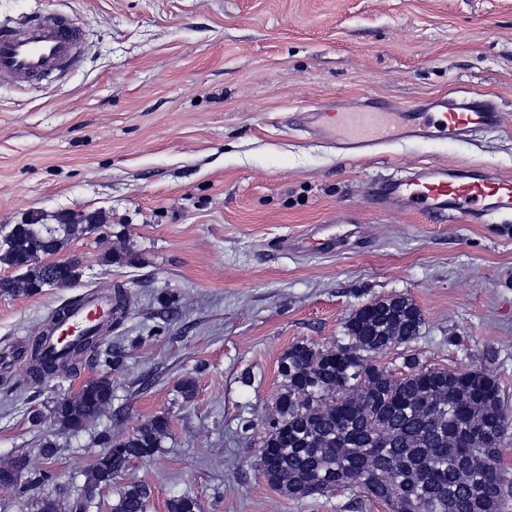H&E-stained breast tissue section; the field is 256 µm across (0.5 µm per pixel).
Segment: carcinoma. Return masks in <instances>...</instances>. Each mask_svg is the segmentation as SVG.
Returning <instances> with one entry per match:
<instances>
[{"label":"carcinoma","instance_id":"cac0c4a2","mask_svg":"<svg viewBox=\"0 0 512 512\" xmlns=\"http://www.w3.org/2000/svg\"><path fill=\"white\" fill-rule=\"evenodd\" d=\"M0 263L15 275L0 280V296H32L54 278L71 288L82 276L72 256L55 271L46 257L61 252L75 235L98 233V225L9 224L0 230ZM423 323L407 297L372 301L345 323L348 343L318 349L295 343L280 359L286 381L276 400V416L260 448L262 473L274 488L298 498L358 488L386 502L391 512H499L504 478L499 460L512 426L498 381L484 371L464 373L405 359L397 376L366 363V355L410 343ZM47 334L30 346L29 380L36 384L62 370L77 373L81 357L93 354L108 371L81 386L79 397L53 406L59 425L78 434L112 400V372L122 356L100 350V339L73 344L65 355L41 354ZM169 423L157 416L123 440L101 436L112 449L109 461H92L83 472L71 512H90L101 488L112 486L134 460L154 455ZM152 489L131 482L119 491L111 512H147ZM168 512H198L197 501L183 493L172 497Z\"/></svg>","mask_w":512,"mask_h":512}]
</instances>
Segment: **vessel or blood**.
<instances>
[{"instance_id": "b4317fda", "label": "vessel or blood", "mask_w": 512, "mask_h": 512, "mask_svg": "<svg viewBox=\"0 0 512 512\" xmlns=\"http://www.w3.org/2000/svg\"><path fill=\"white\" fill-rule=\"evenodd\" d=\"M83 51V34L74 17L54 10L10 24H0V83L27 87L50 84L77 65ZM380 119L376 112L311 113L307 123L315 135L345 154L364 157L385 143L403 141H458L496 124L491 101L473 98L431 102L426 112H400L384 128L371 133ZM385 197L398 199L405 208L444 222L465 216L481 224L493 216L512 214V179L489 169L473 170L445 164L421 168L406 180L386 184ZM111 313L107 296L85 294L59 319L44 346L48 357H61L68 343L92 335Z\"/></svg>"}]
</instances>
